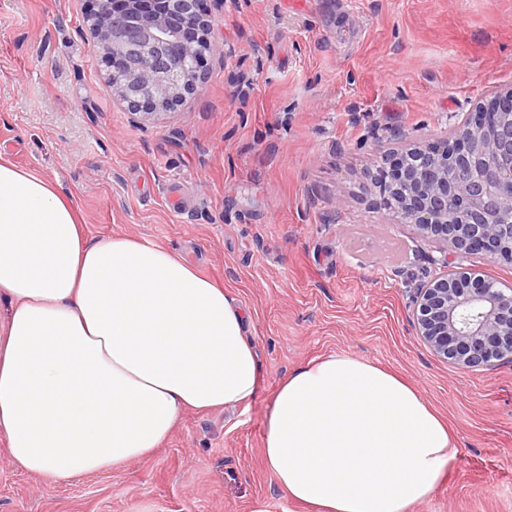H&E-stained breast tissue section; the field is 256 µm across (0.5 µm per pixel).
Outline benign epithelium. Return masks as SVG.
Returning <instances> with one entry per match:
<instances>
[{"mask_svg":"<svg viewBox=\"0 0 512 512\" xmlns=\"http://www.w3.org/2000/svg\"><path fill=\"white\" fill-rule=\"evenodd\" d=\"M84 23L114 99L157 116L197 89L203 55L218 49L202 0H91ZM385 205L448 252L512 262V86L449 135L383 158ZM414 326L431 351L462 368L512 360V290L469 271L421 283Z\"/></svg>","mask_w":512,"mask_h":512,"instance_id":"obj_1","label":"benign epithelium"}]
</instances>
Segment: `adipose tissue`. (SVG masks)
<instances>
[{
  "instance_id": "adipose-tissue-1",
  "label": "adipose tissue",
  "mask_w": 512,
  "mask_h": 512,
  "mask_svg": "<svg viewBox=\"0 0 512 512\" xmlns=\"http://www.w3.org/2000/svg\"><path fill=\"white\" fill-rule=\"evenodd\" d=\"M259 365L223 288L151 242L90 238L59 182L0 152V447L66 481L151 456L188 409L245 406ZM268 467L309 512H416L458 455L414 387L331 355L283 379Z\"/></svg>"
}]
</instances>
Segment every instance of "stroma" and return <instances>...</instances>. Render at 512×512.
Listing matches in <instances>:
<instances>
[{
  "label": "stroma",
  "instance_id": "obj_1",
  "mask_svg": "<svg viewBox=\"0 0 512 512\" xmlns=\"http://www.w3.org/2000/svg\"><path fill=\"white\" fill-rule=\"evenodd\" d=\"M87 0H0V151L59 180L89 237L140 238L223 286L262 370L243 407L183 413L151 457L67 481L0 453V512H252L288 501L265 463L273 394L333 354L414 385L459 448L417 512H512V362L462 369L412 323L435 262L381 203L383 155L444 136L512 85V0H205L222 48L142 125L112 97Z\"/></svg>",
  "mask_w": 512,
  "mask_h": 512
}]
</instances>
